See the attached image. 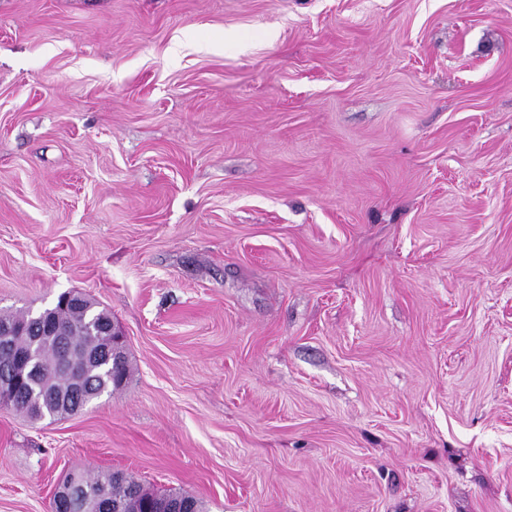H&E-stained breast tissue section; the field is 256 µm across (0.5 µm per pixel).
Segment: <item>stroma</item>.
Listing matches in <instances>:
<instances>
[{
  "label": "stroma",
  "instance_id": "35a3bbf8",
  "mask_svg": "<svg viewBox=\"0 0 512 512\" xmlns=\"http://www.w3.org/2000/svg\"><path fill=\"white\" fill-rule=\"evenodd\" d=\"M69 291L130 379L0 406V512H512V0H0V310ZM74 475L85 484L86 493H92L99 485L111 484V471L81 472ZM122 505L121 506L118 502ZM104 502L106 510L110 512H168L173 502H186L191 512H202V504L193 496L184 493H159L150 491L133 476L123 474L121 482H112V494L108 489L99 493L98 503ZM149 510V511H146Z\"/></svg>",
  "mask_w": 512,
  "mask_h": 512
}]
</instances>
